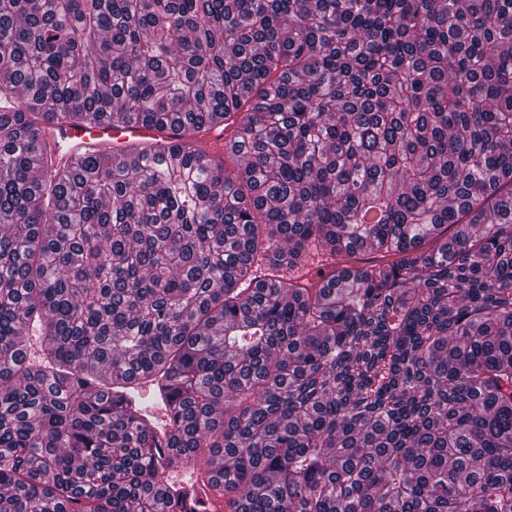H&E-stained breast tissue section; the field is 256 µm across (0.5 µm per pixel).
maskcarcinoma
Listing matches in <instances>:
<instances>
[{
	"label": "carcinoma",
	"instance_id": "obj_1",
	"mask_svg": "<svg viewBox=\"0 0 512 512\" xmlns=\"http://www.w3.org/2000/svg\"><path fill=\"white\" fill-rule=\"evenodd\" d=\"M216 456L230 512H512V0H0V512ZM47 141L61 149L66 145L67 151L62 157L63 162L70 161L74 156L81 155L91 149H120L148 138L162 136L170 139L169 130L146 129L136 123L85 126L68 123L52 122L46 124L43 132Z\"/></svg>",
	"mask_w": 512,
	"mask_h": 512
}]
</instances>
